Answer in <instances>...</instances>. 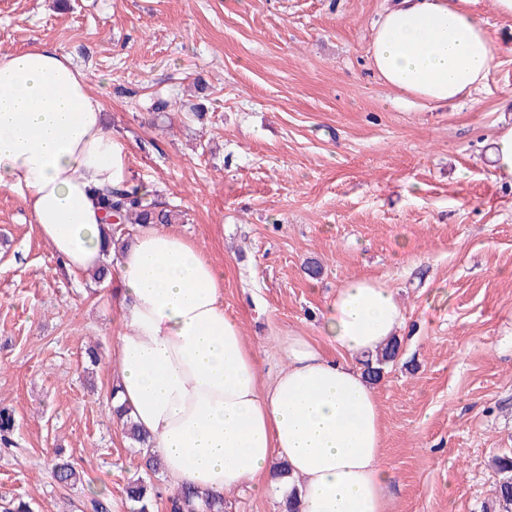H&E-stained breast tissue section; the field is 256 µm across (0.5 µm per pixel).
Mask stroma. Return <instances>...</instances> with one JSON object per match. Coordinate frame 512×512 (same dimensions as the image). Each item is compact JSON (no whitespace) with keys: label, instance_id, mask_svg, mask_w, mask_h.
I'll list each match as a JSON object with an SVG mask.
<instances>
[{"label":"stroma","instance_id":"obj_1","mask_svg":"<svg viewBox=\"0 0 512 512\" xmlns=\"http://www.w3.org/2000/svg\"><path fill=\"white\" fill-rule=\"evenodd\" d=\"M385 0H0V54L70 55L125 146L133 178L224 277V311L262 378L291 334L324 343L328 301L352 278L392 288L396 359L374 389L388 512H491L512 455V186L488 153L512 121V21L494 7L484 86L434 106L371 69ZM170 103L155 111L158 100ZM115 285L59 268L21 193L0 188V498L82 512L101 491L130 512L139 455L112 417ZM63 449L84 473L59 486Z\"/></svg>","mask_w":512,"mask_h":512}]
</instances>
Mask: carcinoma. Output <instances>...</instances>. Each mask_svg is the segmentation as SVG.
Returning <instances> with one entry per match:
<instances>
[{
    "label": "carcinoma",
    "mask_w": 512,
    "mask_h": 512,
    "mask_svg": "<svg viewBox=\"0 0 512 512\" xmlns=\"http://www.w3.org/2000/svg\"><path fill=\"white\" fill-rule=\"evenodd\" d=\"M99 203L107 214V221L112 223V235L121 238L128 233L129 224H171L179 219L177 212L158 208L157 203L148 201L134 188L107 189L99 194ZM114 217L118 222H112ZM398 349V340L395 339L379 350L374 359L366 360L365 376L371 381L380 380L384 366L395 359ZM15 423L12 410L1 408L0 443L11 444ZM123 429L127 438L139 444V453L142 454L140 470L125 486L126 499L132 506V512H152L157 496L152 479L163 475V463L152 452L146 435L134 423L127 422ZM496 467L501 474L494 489L498 512H512V456L496 458ZM50 469L54 480L64 487H73L81 482L80 471L68 460L60 457L52 459ZM168 502L170 512H224L226 508L223 497L187 486L175 489Z\"/></svg>",
    "instance_id": "carcinoma-1"
}]
</instances>
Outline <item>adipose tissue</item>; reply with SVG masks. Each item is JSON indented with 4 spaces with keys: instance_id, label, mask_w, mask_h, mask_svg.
<instances>
[{
    "instance_id": "1",
    "label": "adipose tissue",
    "mask_w": 512,
    "mask_h": 512,
    "mask_svg": "<svg viewBox=\"0 0 512 512\" xmlns=\"http://www.w3.org/2000/svg\"><path fill=\"white\" fill-rule=\"evenodd\" d=\"M483 2L391 0L372 31V67L399 93L437 104L477 90L496 50ZM132 182L125 147L65 53L0 55V187L23 193L71 276L113 264L123 319L110 357L115 402L147 434L168 481L220 494L245 485L293 499L299 512H386L383 410L351 360L374 355L402 326L394 291L346 281L321 328L338 360L293 334L282 344L286 366L262 382L224 311V280L196 243L152 224L113 243L96 193Z\"/></svg>"
}]
</instances>
